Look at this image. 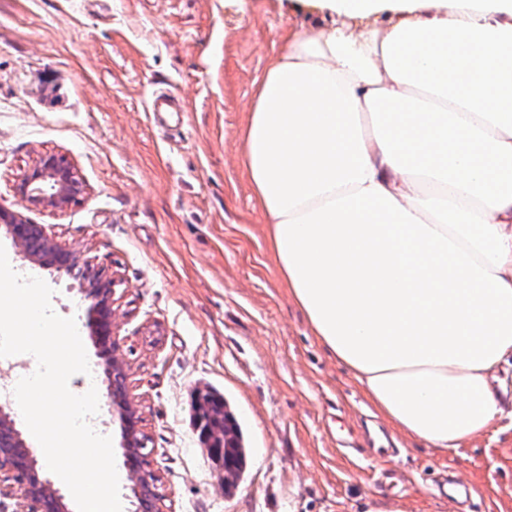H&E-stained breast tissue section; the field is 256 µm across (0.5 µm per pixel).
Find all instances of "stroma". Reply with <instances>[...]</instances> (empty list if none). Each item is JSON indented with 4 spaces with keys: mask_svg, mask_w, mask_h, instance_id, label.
<instances>
[{
    "mask_svg": "<svg viewBox=\"0 0 512 512\" xmlns=\"http://www.w3.org/2000/svg\"><path fill=\"white\" fill-rule=\"evenodd\" d=\"M297 0H0V200L37 155H66L85 186L64 210L30 211L65 252L115 279V330L165 512H455L435 485L457 473L474 512H512V363L504 413L445 453L384 419L314 336L276 268L243 162L257 81L283 35L325 24ZM171 89L187 112L169 132L147 113ZM109 377L72 280L35 270ZM219 390L249 450L232 489L197 425ZM395 449L369 448L362 422Z\"/></svg>",
    "mask_w": 512,
    "mask_h": 512,
    "instance_id": "35a3bbf8",
    "label": "stroma"
}]
</instances>
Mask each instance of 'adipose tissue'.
Here are the masks:
<instances>
[{"label":"adipose tissue","mask_w":512,"mask_h":512,"mask_svg":"<svg viewBox=\"0 0 512 512\" xmlns=\"http://www.w3.org/2000/svg\"><path fill=\"white\" fill-rule=\"evenodd\" d=\"M322 7L340 24L287 36L244 162L314 335L388 422L456 449L512 361V0Z\"/></svg>","instance_id":"1"}]
</instances>
